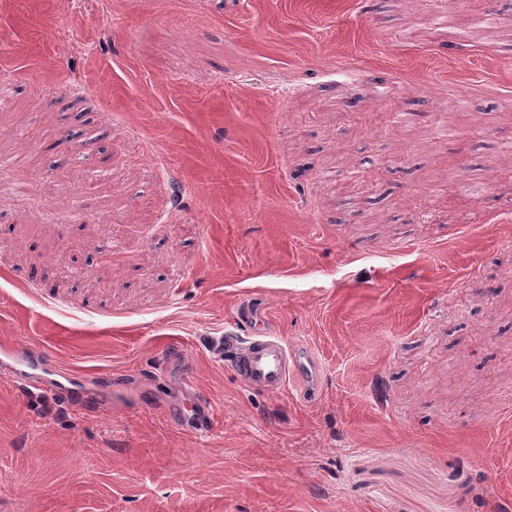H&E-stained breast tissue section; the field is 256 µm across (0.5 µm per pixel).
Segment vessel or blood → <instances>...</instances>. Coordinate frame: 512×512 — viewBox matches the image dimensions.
Returning a JSON list of instances; mask_svg holds the SVG:
<instances>
[{
	"label": "vessel or blood",
	"instance_id": "1",
	"mask_svg": "<svg viewBox=\"0 0 512 512\" xmlns=\"http://www.w3.org/2000/svg\"><path fill=\"white\" fill-rule=\"evenodd\" d=\"M242 319L252 326L246 339L225 337L218 354L229 362L236 377L248 387L268 394L282 393L290 378L304 376L313 366L310 349L288 343L266 328L261 309L245 310ZM0 368L6 369L28 390L47 393L63 401H72L74 391L66 373L50 370L39 358L19 348L0 356Z\"/></svg>",
	"mask_w": 512,
	"mask_h": 512
}]
</instances>
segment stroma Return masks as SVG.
I'll list each match as a JSON object with an SVG mask.
<instances>
[{"mask_svg":"<svg viewBox=\"0 0 512 512\" xmlns=\"http://www.w3.org/2000/svg\"><path fill=\"white\" fill-rule=\"evenodd\" d=\"M508 143L498 0H0V512H512ZM243 319L253 325L252 336H226L218 351L242 383L276 395L287 388L290 378L307 375L313 366L310 349L268 331L261 309L245 310L239 317ZM0 364L29 391H43L66 402L73 400L74 388L68 386L71 382L67 374L50 370L30 352L13 347L4 352Z\"/></svg>","mask_w":512,"mask_h":512,"instance_id":"stroma-1","label":"stroma"}]
</instances>
